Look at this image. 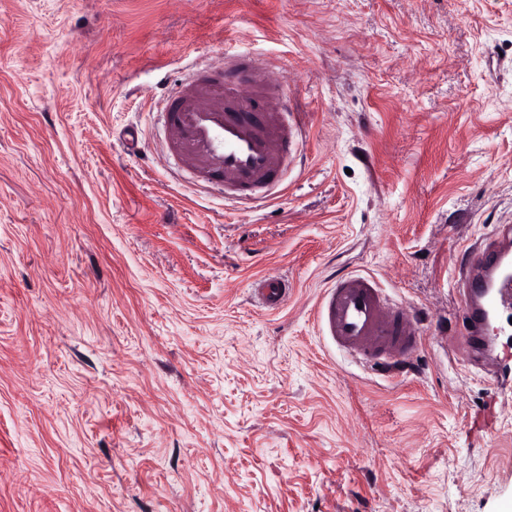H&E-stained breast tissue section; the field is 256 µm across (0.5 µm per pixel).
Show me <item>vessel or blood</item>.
<instances>
[{
	"label": "vessel or blood",
	"instance_id": "b4317fda",
	"mask_svg": "<svg viewBox=\"0 0 512 512\" xmlns=\"http://www.w3.org/2000/svg\"><path fill=\"white\" fill-rule=\"evenodd\" d=\"M287 103L281 76L243 58L192 67L178 88L162 99L157 114L164 128L161 145L178 157L196 185L224 187L240 205L263 202L274 176L295 157L303 140L285 123ZM470 251L457 288L464 316L462 342L479 351L499 309L512 306V249L503 239ZM256 298L276 311L288 300V285L263 280ZM319 321L338 349L374 369L395 368L417 349L421 332L406 306L390 301L376 282L351 274L322 293Z\"/></svg>",
	"mask_w": 512,
	"mask_h": 512
}]
</instances>
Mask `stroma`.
<instances>
[{
	"label": "stroma",
	"mask_w": 512,
	"mask_h": 512,
	"mask_svg": "<svg viewBox=\"0 0 512 512\" xmlns=\"http://www.w3.org/2000/svg\"><path fill=\"white\" fill-rule=\"evenodd\" d=\"M241 50L305 132L246 210L153 119ZM503 224L512 0H0V512H512V361L445 343ZM351 273L421 319L399 372L320 330ZM288 284L280 278L263 280L256 288V298L261 308L267 311H277L288 300Z\"/></svg>",
	"instance_id": "obj_1"
}]
</instances>
